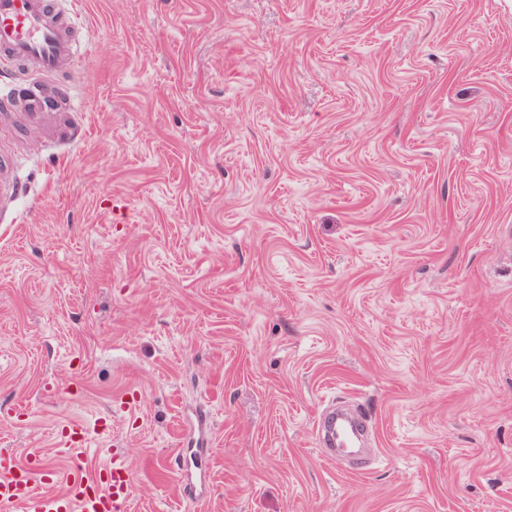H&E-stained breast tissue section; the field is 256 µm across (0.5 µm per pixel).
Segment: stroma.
<instances>
[{"instance_id": "1", "label": "stroma", "mask_w": 512, "mask_h": 512, "mask_svg": "<svg viewBox=\"0 0 512 512\" xmlns=\"http://www.w3.org/2000/svg\"><path fill=\"white\" fill-rule=\"evenodd\" d=\"M79 9L65 114L0 112V457L120 454L130 512H512V0ZM345 422H349V420L344 419L339 415L336 416V413L333 412L328 423L324 427L323 441L326 446L331 448V456L333 458L336 456V451L341 455L343 453V449L348 448Z\"/></svg>"}]
</instances>
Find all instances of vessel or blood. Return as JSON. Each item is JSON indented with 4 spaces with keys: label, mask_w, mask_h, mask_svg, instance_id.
<instances>
[{
    "label": "vessel or blood",
    "mask_w": 512,
    "mask_h": 512,
    "mask_svg": "<svg viewBox=\"0 0 512 512\" xmlns=\"http://www.w3.org/2000/svg\"><path fill=\"white\" fill-rule=\"evenodd\" d=\"M77 9H61L57 0H0V69L13 71L36 61L38 75L26 92L0 85V103L21 100L24 112L41 117L52 80L80 60ZM326 446H347L345 420L331 416L324 428ZM37 462L20 465L0 459V512H126L132 488L129 467L120 458L85 476L74 467L62 491L45 489Z\"/></svg>",
    "instance_id": "obj_1"
}]
</instances>
